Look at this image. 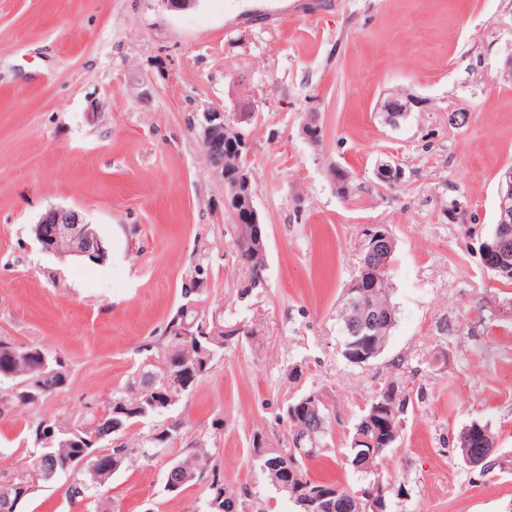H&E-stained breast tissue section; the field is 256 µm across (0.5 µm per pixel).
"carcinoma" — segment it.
Listing matches in <instances>:
<instances>
[{
    "label": "carcinoma",
    "instance_id": "carcinoma-1",
    "mask_svg": "<svg viewBox=\"0 0 512 512\" xmlns=\"http://www.w3.org/2000/svg\"><path fill=\"white\" fill-rule=\"evenodd\" d=\"M412 97L397 95L391 98V112L383 113L386 124L397 128L408 116ZM234 248L236 259L248 271V279L239 291L244 299L252 289H261V279L267 278V254L255 251L254 243L242 236H235ZM385 254L362 253L360 264L353 280L357 281L355 306L339 315L341 351L359 350L367 346L368 340L354 335L352 328L371 319L382 322L375 335L371 336L378 348L387 346L392 330L397 323V309L392 302L393 284L389 276L390 261L383 260ZM204 271L195 268V276L191 277L189 286L182 289V303L169 319L163 332L152 336L141 346L137 353L140 362L125 385L112 393L107 406L101 412L87 411L73 422L49 419L61 430L60 437L49 446L41 447L40 454L28 464H23L11 471L0 470V486L8 483L37 482L46 483L45 475L72 469L75 471L72 483L67 489L70 502L83 501L92 496L98 487L111 479L94 468L91 462L76 467L71 461L72 455L78 450L68 443V436L73 431L98 437L97 445L110 451L112 459L118 467L112 469L117 473L135 453L145 459L159 455L167 446L164 437L177 439L182 437L183 422H172L164 419L183 398L189 396L197 384L210 372L214 360L222 354L224 347L239 343L240 336H251L253 332L240 327V334L234 335L220 331L214 336H191L183 338L172 333L171 326L193 324L197 328L214 324L224 325V314L209 312L203 306L201 284ZM40 347L14 345L0 339V381L7 380L11 385L0 391V415L9 407L32 405L27 393L32 392L45 397L60 388L62 379L68 377V364L62 357L46 353L41 358ZM316 401L317 409L307 417L292 420L288 411H283L278 420L288 430L289 441L286 448H266L255 463L265 474L272 487H277V465L285 457H292L297 462L296 469L304 480L302 492L312 493L316 488L328 485L339 490L341 498L336 502L334 512H350L347 494L356 492L362 486H368L381 479L375 472L376 461L389 450L398 447L400 438L387 440L383 433L376 432V424L368 420V409L372 403L382 399L389 406L396 429L403 431L404 415L411 398L406 393L404 382L391 379L379 385L364 400V408L349 432L345 447L339 449L343 464L358 476L353 486H342L336 482L325 483L309 477L305 462L329 450L326 437L330 429V414L325 407L322 396L316 391L296 397ZM159 419L151 430L142 437L134 447L129 446L127 432L137 424ZM462 460L480 457L484 462L478 467L479 475L492 478L503 471L505 465H512V460L497 453L495 442L486 448L468 447L464 432H459L453 440ZM176 483L178 491L195 484L205 486V497L200 512H246L248 508H258V501L251 487L244 485L236 492L224 485V475L211 457L205 453L193 452L186 459L170 466L166 474L165 489Z\"/></svg>",
    "mask_w": 512,
    "mask_h": 512
}]
</instances>
